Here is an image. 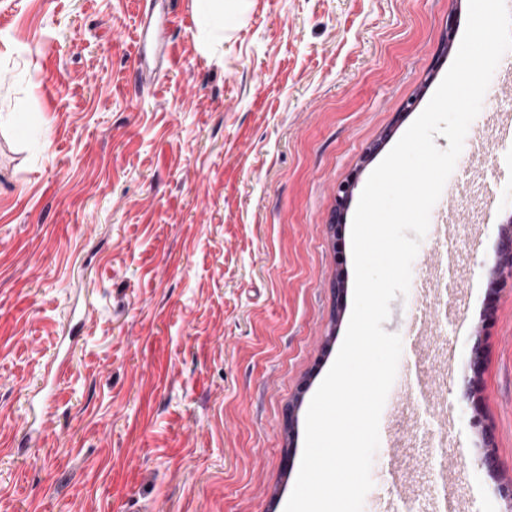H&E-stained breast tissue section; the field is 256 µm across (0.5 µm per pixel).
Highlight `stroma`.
Segmentation results:
<instances>
[{
  "instance_id": "stroma-1",
  "label": "stroma",
  "mask_w": 512,
  "mask_h": 512,
  "mask_svg": "<svg viewBox=\"0 0 512 512\" xmlns=\"http://www.w3.org/2000/svg\"><path fill=\"white\" fill-rule=\"evenodd\" d=\"M175 64L135 84L148 11ZM468 0H224V54L204 56L192 0H0V512H284L310 401L353 304L336 189L364 185L455 55ZM483 132L448 235L447 341L410 333L409 290L363 512H512V114ZM344 278L343 301L333 286ZM70 370L38 441L26 398L59 336ZM481 344L484 370L468 352ZM495 455L494 470L476 458ZM354 187V180H347L341 183L336 190V209L334 210L329 226V232L336 239H339L343 231V210L349 200Z\"/></svg>"
}]
</instances>
